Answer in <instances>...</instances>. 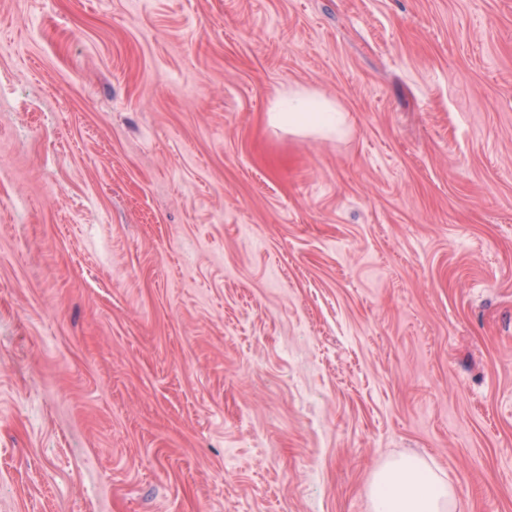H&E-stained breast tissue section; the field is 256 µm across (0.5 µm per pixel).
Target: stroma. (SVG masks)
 Instances as JSON below:
<instances>
[{
    "instance_id": "stroma-1",
    "label": "stroma",
    "mask_w": 512,
    "mask_h": 512,
    "mask_svg": "<svg viewBox=\"0 0 512 512\" xmlns=\"http://www.w3.org/2000/svg\"><path fill=\"white\" fill-rule=\"evenodd\" d=\"M403 456L512 512V0H0V512H371ZM270 119L289 128L326 135L341 134L345 125V116L335 103L303 90L279 93Z\"/></svg>"
}]
</instances>
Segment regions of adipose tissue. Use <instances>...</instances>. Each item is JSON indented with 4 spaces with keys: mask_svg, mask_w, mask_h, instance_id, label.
Returning a JSON list of instances; mask_svg holds the SVG:
<instances>
[{
    "mask_svg": "<svg viewBox=\"0 0 512 512\" xmlns=\"http://www.w3.org/2000/svg\"><path fill=\"white\" fill-rule=\"evenodd\" d=\"M270 119L297 130L341 134L343 112L335 103L303 90L278 94ZM369 496L373 512H454L456 491L423 458L387 461L374 473Z\"/></svg>",
    "mask_w": 512,
    "mask_h": 512,
    "instance_id": "adipose-tissue-1",
    "label": "adipose tissue"
}]
</instances>
